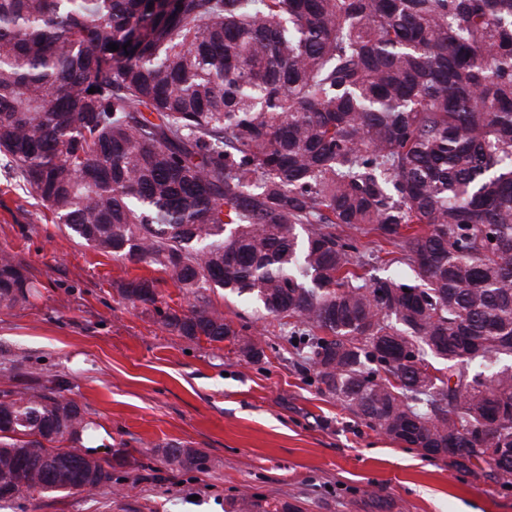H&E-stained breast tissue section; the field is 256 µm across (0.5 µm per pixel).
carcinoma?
I'll return each mask as SVG.
<instances>
[{
  "label": "carcinoma",
  "mask_w": 512,
  "mask_h": 512,
  "mask_svg": "<svg viewBox=\"0 0 512 512\" xmlns=\"http://www.w3.org/2000/svg\"><path fill=\"white\" fill-rule=\"evenodd\" d=\"M0 155L70 236L170 276L169 330L266 359L222 289L369 429L512 479V0H0ZM160 286L118 293L155 307ZM38 293L0 248V307ZM30 378L0 390V502L135 466Z\"/></svg>",
  "instance_id": "cac0c4a2"
}]
</instances>
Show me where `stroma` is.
I'll use <instances>...</instances> for the list:
<instances>
[{
  "label": "stroma",
  "instance_id": "stroma-1",
  "mask_svg": "<svg viewBox=\"0 0 512 512\" xmlns=\"http://www.w3.org/2000/svg\"><path fill=\"white\" fill-rule=\"evenodd\" d=\"M12 184L0 159V248L40 283L31 303L0 307V389L29 387L30 373L59 383L97 426L95 453L133 455L112 484L90 494L26 496L0 512H227L240 492L296 501L304 512H512V486L367 428L296 366L276 320L239 298L212 293L235 324L268 345L253 364L229 343L191 341L151 307L121 300L117 284L138 274L77 243ZM190 443L215 462L171 469L159 445Z\"/></svg>",
  "mask_w": 512,
  "mask_h": 512
}]
</instances>
